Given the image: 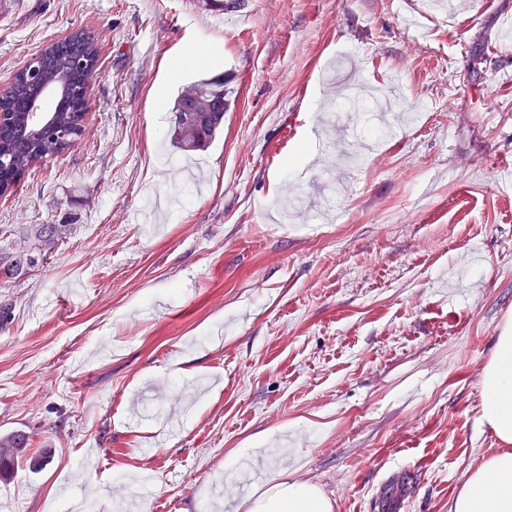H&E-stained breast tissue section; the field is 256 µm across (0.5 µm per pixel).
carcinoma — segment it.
<instances>
[{"label": "carcinoma", "mask_w": 512, "mask_h": 512, "mask_svg": "<svg viewBox=\"0 0 512 512\" xmlns=\"http://www.w3.org/2000/svg\"><path fill=\"white\" fill-rule=\"evenodd\" d=\"M95 36L77 30L62 42L50 44L41 56L46 81L60 85L63 102L52 112V122L36 125L28 111L36 93L44 86L24 76L15 78L9 94L0 98V191H9L14 181L35 165L68 150L70 144L58 133L80 138L84 131L86 98L82 92L87 66L97 64ZM85 61L76 70L70 64ZM224 75L198 77L191 82V94L179 95L171 109V144L181 152L200 151L211 144L224 127ZM74 223L22 224L0 227V240L18 242L0 248V284L25 281L31 273L67 242L76 232ZM30 439L17 432L0 436V480L7 479L14 468L27 461Z\"/></svg>", "instance_id": "cac0c4a2"}]
</instances>
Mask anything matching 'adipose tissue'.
<instances>
[{"label":"adipose tissue","mask_w":512,"mask_h":512,"mask_svg":"<svg viewBox=\"0 0 512 512\" xmlns=\"http://www.w3.org/2000/svg\"><path fill=\"white\" fill-rule=\"evenodd\" d=\"M481 386L487 421L503 447L467 476L451 512H512V322L496 338ZM245 503L247 512H334L332 499L310 481L280 480Z\"/></svg>","instance_id":"obj_1"}]
</instances>
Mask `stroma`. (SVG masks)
Returning <instances> with one entry per match:
<instances>
[{
  "instance_id": "35a3bbf8",
  "label": "stroma",
  "mask_w": 512,
  "mask_h": 512,
  "mask_svg": "<svg viewBox=\"0 0 512 512\" xmlns=\"http://www.w3.org/2000/svg\"><path fill=\"white\" fill-rule=\"evenodd\" d=\"M79 29L85 133L0 195V226L77 224L0 288V435L33 440L0 512H64V483L246 512L283 473L334 512H450L501 446L481 381L512 320V0H246L231 24L201 0H12L0 88ZM197 44L224 131L205 192L144 220L184 163L170 109L196 72L168 62ZM391 87L388 136L345 161L334 131L360 120L334 104Z\"/></svg>"
}]
</instances>
